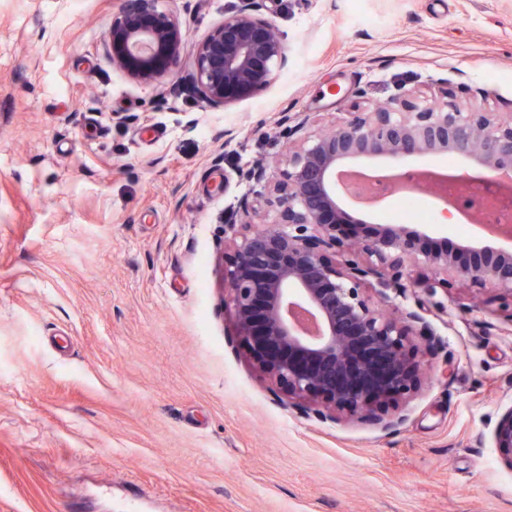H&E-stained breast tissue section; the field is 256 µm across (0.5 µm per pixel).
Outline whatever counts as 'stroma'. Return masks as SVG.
Instances as JSON below:
<instances>
[{
	"mask_svg": "<svg viewBox=\"0 0 512 512\" xmlns=\"http://www.w3.org/2000/svg\"><path fill=\"white\" fill-rule=\"evenodd\" d=\"M238 0H157L201 42ZM288 64L208 108L190 55L113 66L117 0H0V512H512L495 289L430 305L439 344L393 431L286 407L221 301L231 214L277 221L245 171L412 90L512 112V0H255ZM304 113L295 131L284 114ZM124 121H117V114ZM493 442L502 458L512 466V409L499 419L493 432Z\"/></svg>",
	"mask_w": 512,
	"mask_h": 512,
	"instance_id": "obj_1",
	"label": "stroma"
}]
</instances>
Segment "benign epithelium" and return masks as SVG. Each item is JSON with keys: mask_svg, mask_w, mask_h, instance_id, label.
Returning <instances> with one entry per match:
<instances>
[{"mask_svg": "<svg viewBox=\"0 0 512 512\" xmlns=\"http://www.w3.org/2000/svg\"><path fill=\"white\" fill-rule=\"evenodd\" d=\"M186 41L178 17L158 11L155 0H121L105 34L112 64L146 86L162 81ZM287 63L281 34L255 13L253 0H242L195 48L190 85L204 106L224 107L266 88ZM443 153L465 157L485 174L512 177V113L420 109L404 94L382 108L352 112L333 134L288 149L287 169L273 186L276 222L242 235L237 222L225 225L232 254L219 268L224 308L286 405L314 402L322 419L365 417L386 430L403 422L378 409L415 388L416 339L428 337L430 349L436 340L422 309L395 305L383 312L390 290L409 286L432 297L451 275L497 289L512 317L511 252L469 246L467 262L397 224L361 240L357 221L336 200L341 168L384 159L398 169L411 157ZM417 264L427 271L413 277ZM493 442L512 465V409L499 419Z\"/></svg>", "mask_w": 512, "mask_h": 512, "instance_id": "obj_1", "label": "benign epithelium"}]
</instances>
